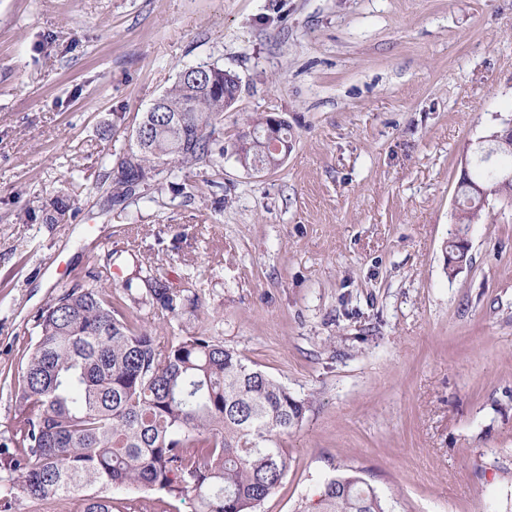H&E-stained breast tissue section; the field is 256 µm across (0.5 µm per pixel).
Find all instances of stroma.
<instances>
[{
	"label": "stroma",
	"instance_id": "35a3bbf8",
	"mask_svg": "<svg viewBox=\"0 0 512 512\" xmlns=\"http://www.w3.org/2000/svg\"><path fill=\"white\" fill-rule=\"evenodd\" d=\"M203 63L241 80L225 143L281 116L286 161L225 157L218 197L186 167L108 203V153ZM511 118L512 0H0V441L37 315L111 257L113 298L160 340L204 326L307 401L257 512L314 505L338 467L387 512H512V205L486 203L456 275L444 252L465 157ZM58 190L72 207L44 223ZM139 263L203 278L201 310L164 320L122 286Z\"/></svg>",
	"mask_w": 512,
	"mask_h": 512
}]
</instances>
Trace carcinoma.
I'll return each instance as SVG.
<instances>
[{"label": "carcinoma", "instance_id": "carcinoma-1", "mask_svg": "<svg viewBox=\"0 0 512 512\" xmlns=\"http://www.w3.org/2000/svg\"><path fill=\"white\" fill-rule=\"evenodd\" d=\"M241 85L215 67L201 78L181 70L137 125L148 138L131 148L134 160L117 157L122 176L112 177L110 202L118 203L166 171L214 167L228 154L247 171L273 170L280 156L258 136L269 115L252 120L254 135L226 146L224 96L239 99ZM477 155L473 176L487 197L501 193L498 169ZM70 208L63 194L45 207V223ZM483 201L459 197L455 240L477 224ZM137 279L145 300L171 320L199 308L187 277L179 288L152 268ZM38 340L23 355L14 379L16 412L10 445L0 467L17 473L18 502L73 498L80 512H114L108 491L139 488L173 498L192 497L193 512H256L288 470L284 436L307 412L284 384L246 363L201 328L172 334L166 342L129 320L112 304V260L89 281L62 291L39 314ZM315 512H386L382 498L353 469L336 471L323 484Z\"/></svg>", "mask_w": 512, "mask_h": 512}]
</instances>
